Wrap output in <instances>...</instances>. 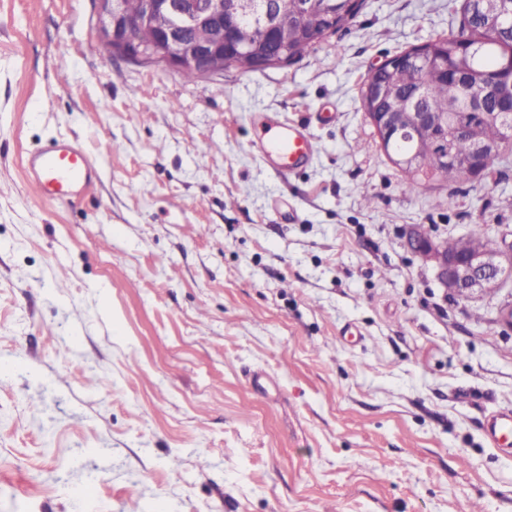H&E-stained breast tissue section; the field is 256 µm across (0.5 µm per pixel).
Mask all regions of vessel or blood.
<instances>
[{"mask_svg": "<svg viewBox=\"0 0 512 512\" xmlns=\"http://www.w3.org/2000/svg\"><path fill=\"white\" fill-rule=\"evenodd\" d=\"M254 146L283 174L308 161L316 151L315 142L302 126L284 122L259 126ZM24 170L27 181L38 195L49 200H66L79 195L97 176L95 162L82 144L63 136L29 152ZM486 433L494 447L512 446V411L490 416Z\"/></svg>", "mask_w": 512, "mask_h": 512, "instance_id": "obj_1", "label": "vessel or blood"}]
</instances>
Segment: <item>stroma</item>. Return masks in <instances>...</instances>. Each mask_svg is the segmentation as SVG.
<instances>
[{
	"mask_svg": "<svg viewBox=\"0 0 512 512\" xmlns=\"http://www.w3.org/2000/svg\"><path fill=\"white\" fill-rule=\"evenodd\" d=\"M462 0H364L302 60L189 82L99 52L94 0H0V512H512V291L404 246L512 227V159L411 195L361 87ZM319 151L288 175L256 117ZM66 136L98 177L38 199ZM24 170L27 181L38 195L49 200L77 196L97 177L95 161L82 144L63 136L29 152ZM486 433L494 447H510L509 437L512 438V411H503L490 416L487 420Z\"/></svg>",
	"mask_w": 512,
	"mask_h": 512,
	"instance_id": "obj_1",
	"label": "stroma"
}]
</instances>
